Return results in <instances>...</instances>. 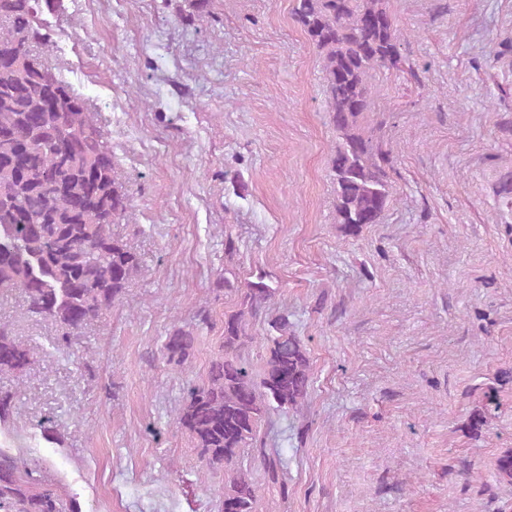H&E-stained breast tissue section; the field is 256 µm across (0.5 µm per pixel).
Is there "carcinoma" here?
Here are the masks:
<instances>
[{
    "label": "carcinoma",
    "mask_w": 512,
    "mask_h": 512,
    "mask_svg": "<svg viewBox=\"0 0 512 512\" xmlns=\"http://www.w3.org/2000/svg\"><path fill=\"white\" fill-rule=\"evenodd\" d=\"M56 0H0V303L19 292L24 316L55 325L56 347L68 353L85 328L129 287L137 254L112 225L124 219L129 198L104 128L36 47L48 41L44 11ZM295 20L320 53L330 121L336 130L332 176L336 223L346 236L380 222L392 197L387 158L360 119L370 105V73L399 68L401 41L386 0H295ZM237 293V310L224 315V336L206 381L186 389L175 423L193 440L208 468L224 470L221 512H256L259 486L237 467L257 452L268 481L280 483V462L259 442L273 411L301 409L311 363L288 317L251 333V319L276 289L260 274ZM266 346L256 375L242 352ZM193 332L173 328L161 347L176 368L191 363ZM35 346L0 317V376L23 378L37 360ZM21 414L17 391L0 387V425ZM499 479L512 480V448L495 461ZM38 464L0 453V512H76L37 478Z\"/></svg>",
    "instance_id": "obj_1"
}]
</instances>
